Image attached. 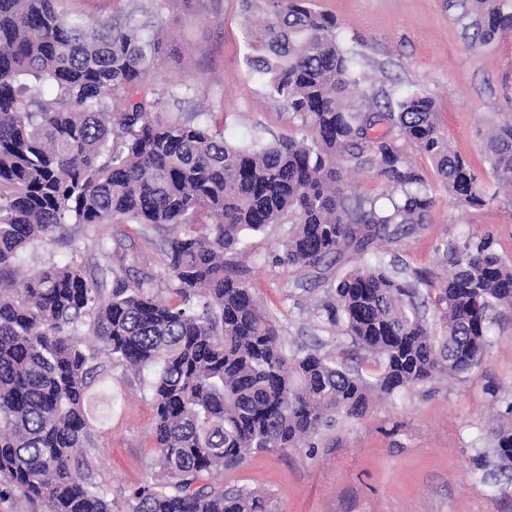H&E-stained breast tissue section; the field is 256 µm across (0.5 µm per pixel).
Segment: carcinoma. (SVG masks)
I'll list each match as a JSON object with an SVG mask.
<instances>
[{
	"label": "carcinoma",
	"mask_w": 512,
	"mask_h": 512,
	"mask_svg": "<svg viewBox=\"0 0 512 512\" xmlns=\"http://www.w3.org/2000/svg\"><path fill=\"white\" fill-rule=\"evenodd\" d=\"M248 68L304 137L239 146L206 109L164 112L145 79L168 37L137 5L110 22L63 16L57 0H0V497L46 512H274L267 495L218 474L255 449L313 448L338 414L359 418L391 395L481 361L487 322L512 306V262L491 236L444 247L448 275L411 286L367 261L330 286L327 320L378 358L373 381L318 350L288 349L235 270L242 238L291 224L273 262L317 267L428 223L431 187L404 150L427 157L454 203L486 205L431 97L379 104L336 18L309 0H241ZM471 49L512 33V0H448ZM385 127L378 136L374 132ZM485 161L512 208V113L491 123ZM373 170L390 207L351 192ZM61 224L169 230L173 288L130 281L124 258L89 279L74 259L24 270L21 254ZM434 292L443 336L413 301ZM92 334L98 344L87 346ZM147 387L150 467L161 482L112 497L90 459V392L115 373ZM512 461V425L493 432Z\"/></svg>",
	"instance_id": "carcinoma-1"
}]
</instances>
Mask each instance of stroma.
I'll return each mask as SVG.
<instances>
[{
	"instance_id": "stroma-1",
	"label": "stroma",
	"mask_w": 512,
	"mask_h": 512,
	"mask_svg": "<svg viewBox=\"0 0 512 512\" xmlns=\"http://www.w3.org/2000/svg\"><path fill=\"white\" fill-rule=\"evenodd\" d=\"M156 10L170 43L147 84L156 92L187 84L191 102L166 98L164 111L204 107L216 112L238 144L301 137L297 120L249 75L241 0H139ZM338 18L343 40H356L369 93L391 98L415 87L431 96L451 146L467 158L489 196L465 209L449 202L430 161L410 157L435 199L428 223L383 245L378 255L400 279L442 271L440 246L489 234L496 251L512 260V211L496 197L497 185L482 153L491 119L512 112V35L477 50L467 47L446 0H313ZM273 224L247 236L239 271L280 331L288 348L318 349L336 364H360L372 376L376 362L362 358L349 337L328 322L320 305L336 277L359 263L347 252L316 268L273 264L288 235ZM125 233V249L138 262L129 279L152 277L160 297L170 282L162 241L167 232L141 224H64L37 255L76 257L93 276L113 237ZM480 365L374 400L360 418L336 416L311 448L278 453L257 450L225 471V487L269 496L275 512H512V462H501L491 433L512 421V309L489 326ZM153 412L147 390L133 378L112 382L103 415L91 422L97 445L91 461L96 481L113 495L152 481Z\"/></svg>"
}]
</instances>
